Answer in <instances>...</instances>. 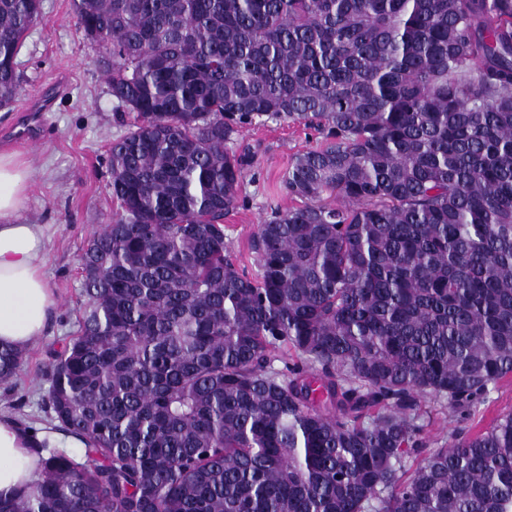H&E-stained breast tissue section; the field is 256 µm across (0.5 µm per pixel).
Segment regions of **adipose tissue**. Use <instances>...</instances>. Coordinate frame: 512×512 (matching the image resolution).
I'll return each instance as SVG.
<instances>
[{"label": "adipose tissue", "instance_id": "ef3b65f1", "mask_svg": "<svg viewBox=\"0 0 512 512\" xmlns=\"http://www.w3.org/2000/svg\"><path fill=\"white\" fill-rule=\"evenodd\" d=\"M29 180L23 156L0 151V346L28 347L43 335L55 305L42 273L45 227L19 221ZM33 441L32 432L0 416V493L30 489L38 461Z\"/></svg>", "mask_w": 512, "mask_h": 512}]
</instances>
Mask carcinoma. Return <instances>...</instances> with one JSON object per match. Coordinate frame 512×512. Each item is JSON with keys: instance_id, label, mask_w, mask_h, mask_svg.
<instances>
[{"instance_id": "cac0c4a2", "label": "carcinoma", "mask_w": 512, "mask_h": 512, "mask_svg": "<svg viewBox=\"0 0 512 512\" xmlns=\"http://www.w3.org/2000/svg\"><path fill=\"white\" fill-rule=\"evenodd\" d=\"M40 5L0 0L1 109ZM74 9L132 114L41 403L84 457L35 443L0 512H512V414L439 448L420 423V399L466 412L512 375V0ZM263 117L324 141L250 274L227 147ZM23 361L1 347L0 382Z\"/></svg>"}]
</instances>
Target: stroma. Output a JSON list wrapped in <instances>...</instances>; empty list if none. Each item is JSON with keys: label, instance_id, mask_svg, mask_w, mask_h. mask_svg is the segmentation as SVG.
<instances>
[{"label": "stroma", "instance_id": "35a3bbf8", "mask_svg": "<svg viewBox=\"0 0 512 512\" xmlns=\"http://www.w3.org/2000/svg\"><path fill=\"white\" fill-rule=\"evenodd\" d=\"M101 48L78 27L73 0H42V13L18 55L22 87L6 114L0 115V151H20L29 161L25 224L47 227L44 274L55 296L45 335L27 349L15 380L0 384V415L17 421L41 418L45 374L58 341L77 329L79 259L89 239L117 213L110 187L109 148L128 126L112 98L102 66ZM53 96L36 141L20 138L28 121L24 105ZM321 134L298 123L262 121L245 127L234 149L248 153L238 209L224 219V235L241 268L255 272L249 240L266 219L270 205L288 208L282 178L292 158L318 147ZM512 413V376L498 382L486 401L460 414L434 398L422 401L421 414L432 447L457 428L478 432Z\"/></svg>", "mask_w": 512, "mask_h": 512}]
</instances>
